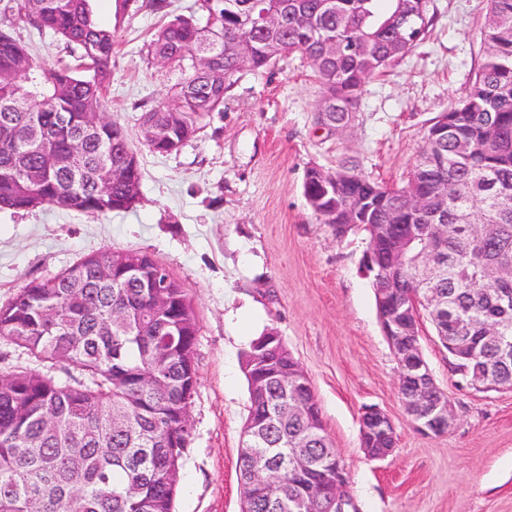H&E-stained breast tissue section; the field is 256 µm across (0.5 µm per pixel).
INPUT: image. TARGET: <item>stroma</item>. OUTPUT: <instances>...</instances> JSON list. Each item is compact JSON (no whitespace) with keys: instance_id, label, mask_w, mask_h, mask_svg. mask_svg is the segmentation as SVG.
Here are the masks:
<instances>
[{"instance_id":"35a3bbf8","label":"stroma","mask_w":512,"mask_h":512,"mask_svg":"<svg viewBox=\"0 0 512 512\" xmlns=\"http://www.w3.org/2000/svg\"><path fill=\"white\" fill-rule=\"evenodd\" d=\"M19 7L20 0H0V20L14 19L13 34L33 58L50 65L68 59L64 42L17 22ZM195 10L196 0H166L162 9L130 13L117 34L106 99L139 160V202L98 217L52 205L0 210V304L26 281L103 248L148 252L182 280L200 331L176 512H241L242 355L270 329L310 380L358 512H512V391L459 387L447 351L425 329L421 351L453 400L457 425L442 436L417 431L398 395V365L373 290L360 273L367 235L336 238L303 194L314 165H344L402 185L430 120L469 88L488 0H429L430 36L366 83L343 131L316 123L321 89L297 52L264 72L233 76L223 111L207 117L179 152L162 155L143 143L139 118L168 100L183 73L153 61L146 45L168 20ZM367 407L384 411L395 428L397 447L381 460L361 446Z\"/></svg>"}]
</instances>
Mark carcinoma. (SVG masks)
Wrapping results in <instances>:
<instances>
[{
	"instance_id": "cac0c4a2",
	"label": "carcinoma",
	"mask_w": 512,
	"mask_h": 512,
	"mask_svg": "<svg viewBox=\"0 0 512 512\" xmlns=\"http://www.w3.org/2000/svg\"><path fill=\"white\" fill-rule=\"evenodd\" d=\"M95 0H22L19 19L63 40L72 64L46 67L27 45L0 29V210L42 205L92 215L131 209L141 195L139 161L123 127L96 123L103 112L121 22L139 0H113V21L101 23ZM274 0H197L205 24L177 16L147 45L152 59L189 70L171 100L142 112L140 134L159 154L179 151L213 112L224 111L230 78L258 72L295 52L318 56L330 40L361 47L339 51L314 68L323 96L318 112L345 126L357 111L367 79L385 73L423 41L433 19L427 0H286L288 22L267 34L248 23ZM416 12L403 32L397 12ZM253 43L249 67L237 45ZM481 63L466 96L446 110L448 138L425 141L407 183L432 193L420 210L407 208L404 188L362 175L336 183L325 196L316 170L303 192L324 223L349 212L361 224H409L417 242L443 233L448 274L427 287L443 299L449 335L467 345L483 324L501 340L480 343L475 357L451 347L450 369L512 381V297L484 280L488 270L512 268V0H489ZM432 155L442 164H429ZM113 169L114 179L100 171ZM139 276L112 271V250L80 258L56 275L33 279L0 305V340L37 363L0 378V512H174L183 457L190 442L183 415L197 383L199 317L188 290L170 275L155 287L160 263L132 251ZM400 283L397 302L411 308L419 291L407 262L389 269ZM281 409L285 421L268 411ZM312 389L305 394L279 375L264 399L249 396L239 453L241 498L249 512H295L294 499L335 481L336 448L321 423ZM284 467L262 495L250 473Z\"/></svg>"
}]
</instances>
